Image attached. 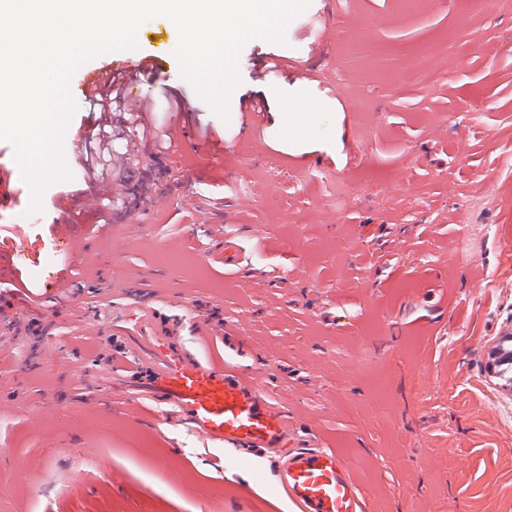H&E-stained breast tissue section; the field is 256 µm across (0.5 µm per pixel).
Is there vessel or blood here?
Segmentation results:
<instances>
[{
  "instance_id": "vessel-or-blood-1",
  "label": "vessel or blood",
  "mask_w": 512,
  "mask_h": 512,
  "mask_svg": "<svg viewBox=\"0 0 512 512\" xmlns=\"http://www.w3.org/2000/svg\"><path fill=\"white\" fill-rule=\"evenodd\" d=\"M163 68L161 59L146 55L121 79L128 88L152 84ZM104 191L96 182L80 203L66 197L53 201L51 231L63 260L43 272L42 285L51 297L70 288L71 266L87 263L91 255L89 240L70 221V212L77 205L91 209ZM236 249L235 238L224 236L201 259L220 266ZM33 263L23 243L0 238V280L21 275ZM85 328L107 350L114 384L129 402L150 412L154 425H189L196 436L223 449L227 467L262 461L276 476L275 492L293 512H366L363 489L343 457L318 441L298 439L295 422L259 378L224 355L232 333L208 305L179 295H139L127 321L104 326L91 315ZM189 334L194 343L186 342ZM102 381L100 373L88 375L85 407L103 406Z\"/></svg>"
}]
</instances>
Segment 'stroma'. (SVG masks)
<instances>
[{
  "mask_svg": "<svg viewBox=\"0 0 512 512\" xmlns=\"http://www.w3.org/2000/svg\"><path fill=\"white\" fill-rule=\"evenodd\" d=\"M178 41L172 22L143 23L136 48L71 79L69 138L99 125L83 78L140 56L165 62L153 106L182 103L173 145L144 140L115 170L110 224L97 204L77 216L92 258L73 281L105 318L127 313L135 280L213 304L240 334L234 359L336 448L369 512H512V383L487 370L512 335V0H309L284 43L242 48L223 118L182 78ZM271 54L286 69L263 84ZM307 74L336 88L312 113L296 109ZM254 95L260 122L242 110ZM202 135L223 156L196 159ZM69 167L29 223L24 180L0 209L44 266L61 259L53 198L90 184L86 163ZM226 234L241 246L229 275L200 261ZM23 279L16 317L39 329L0 343V512H290L271 474L225 470L189 427L80 405V372L104 352L36 269Z\"/></svg>",
  "mask_w": 512,
  "mask_h": 512,
  "instance_id": "1",
  "label": "stroma"
}]
</instances>
